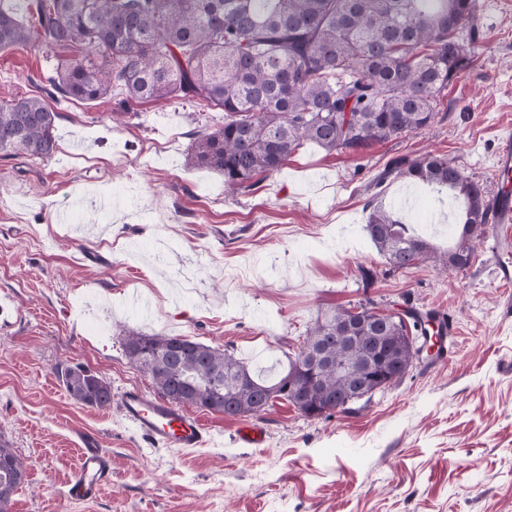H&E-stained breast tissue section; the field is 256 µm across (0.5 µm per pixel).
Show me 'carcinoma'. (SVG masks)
Returning <instances> with one entry per match:
<instances>
[{
    "label": "carcinoma",
    "instance_id": "obj_1",
    "mask_svg": "<svg viewBox=\"0 0 512 512\" xmlns=\"http://www.w3.org/2000/svg\"><path fill=\"white\" fill-rule=\"evenodd\" d=\"M476 0H37L27 25L0 0V50L42 43L74 57L58 64L55 87L66 98L95 101L118 88L131 102L174 97L224 112V124L198 134L191 163L224 176L229 189L251 188L279 171L305 142L328 154L363 153L375 143L429 126L441 93L470 63L477 43L469 24ZM460 30L448 54V21ZM40 97L0 104V153L41 159L57 150L56 120ZM395 179L445 194L454 205L453 242L443 253L414 223L385 202ZM365 229L394 268L427 259L447 262L460 243L473 241L469 260L485 242L492 202L484 186L441 155L397 157L374 178ZM341 308L306 330L339 336ZM395 361L412 356L410 336L427 345L422 318L400 312L376 323ZM129 361L158 396L229 417L266 412L280 402L286 373L267 378L226 349L184 336L130 331ZM56 374L77 404L106 409L112 387L79 364L61 363ZM342 379L324 374L326 413L337 407ZM22 458L0 441V508L25 484Z\"/></svg>",
    "mask_w": 512,
    "mask_h": 512
}]
</instances>
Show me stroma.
Wrapping results in <instances>:
<instances>
[{
	"label": "stroma",
	"mask_w": 512,
	"mask_h": 512,
	"mask_svg": "<svg viewBox=\"0 0 512 512\" xmlns=\"http://www.w3.org/2000/svg\"><path fill=\"white\" fill-rule=\"evenodd\" d=\"M477 4L475 57L430 126L361 155L303 145L235 193L190 163L198 131L223 112L115 91L67 101L47 81L65 53L0 52V102L39 96L60 114L54 156L0 155V440L28 465L9 512H512V280L500 270L512 224L489 223L462 272L394 268L364 229L366 186L396 156H446L496 196L512 141V0ZM135 295L150 317L131 308ZM367 299L446 313L447 361H416L346 416L200 411L212 439L190 451L153 447L120 413L125 389L152 388L125 355L129 331L283 372L319 316ZM63 362L109 381L114 405L73 402L54 373ZM253 424L264 443H238ZM87 434L110 451L112 483L81 502L67 482Z\"/></svg>",
	"instance_id": "obj_1"
}]
</instances>
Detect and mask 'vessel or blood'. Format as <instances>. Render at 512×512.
Here are the masks:
<instances>
[{
  "label": "vessel or blood",
  "instance_id": "1",
  "mask_svg": "<svg viewBox=\"0 0 512 512\" xmlns=\"http://www.w3.org/2000/svg\"><path fill=\"white\" fill-rule=\"evenodd\" d=\"M120 412L147 442L157 448H200L209 440V430L200 418L168 400L148 396L137 387L122 393ZM111 480V457L99 448L96 439H85L78 454V468L68 483L70 497L80 501L94 500Z\"/></svg>",
  "mask_w": 512,
  "mask_h": 512
}]
</instances>
